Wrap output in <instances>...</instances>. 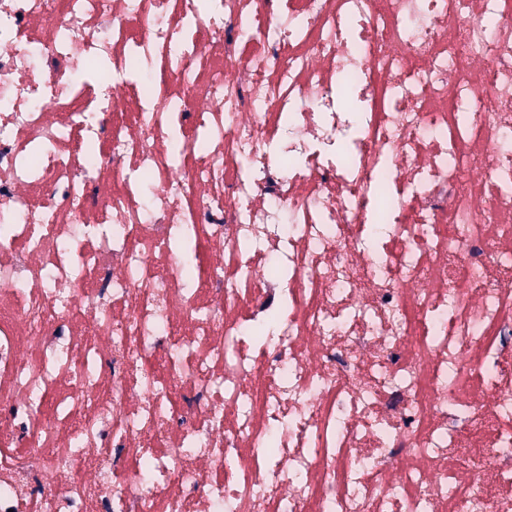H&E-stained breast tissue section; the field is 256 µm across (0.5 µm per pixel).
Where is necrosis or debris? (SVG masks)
Returning a JSON list of instances; mask_svg holds the SVG:
<instances>
[{"label":"necrosis or debris","instance_id":"necrosis-or-debris-1","mask_svg":"<svg viewBox=\"0 0 512 512\" xmlns=\"http://www.w3.org/2000/svg\"><path fill=\"white\" fill-rule=\"evenodd\" d=\"M0 512H512V0H0Z\"/></svg>","mask_w":512,"mask_h":512}]
</instances>
